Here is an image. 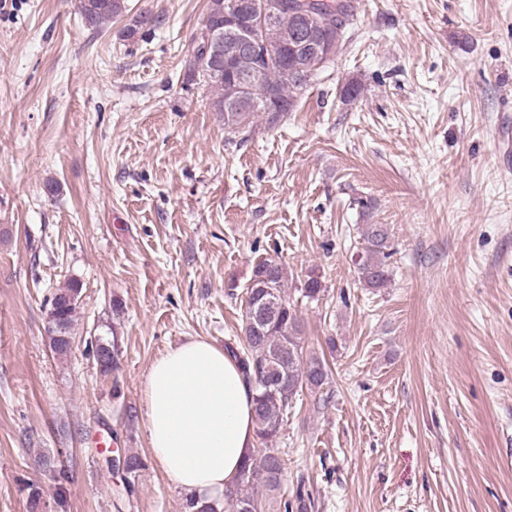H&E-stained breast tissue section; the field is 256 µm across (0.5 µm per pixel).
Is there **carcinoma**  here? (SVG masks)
Wrapping results in <instances>:
<instances>
[{"instance_id": "obj_1", "label": "carcinoma", "mask_w": 512, "mask_h": 512, "mask_svg": "<svg viewBox=\"0 0 512 512\" xmlns=\"http://www.w3.org/2000/svg\"><path fill=\"white\" fill-rule=\"evenodd\" d=\"M281 8L274 24L254 34L260 49L267 55H258L247 67L256 71L250 83L248 100L242 111L234 113L232 124L246 128L252 124L256 112L270 97L293 107L311 84L313 77L297 66V58L288 46V35L306 24L293 7L296 0H279ZM325 11L323 33L341 41L347 26L354 20L353 6L345 0H319ZM79 12L85 24L98 29L122 12V0H79ZM212 95L214 111H224V103L234 97L233 77L205 81ZM356 261L360 279L368 288L387 286L389 271L386 260L391 256L389 232L383 224H366L361 231ZM273 271L269 290L248 287L242 312L241 331L245 338L242 350L228 346L226 350L240 364L253 390L255 435L265 448H256L248 456L237 478L230 486L233 493L220 501H201L189 498L187 512H308L304 495L296 503L281 498L284 464L271 444L279 437L296 396L305 389L321 387L329 378L325 360L305 353L302 343L303 323L290 303L286 288L288 273L283 264L273 258L259 262L252 271L255 279ZM308 299H316L322 292L318 275L310 273L301 288ZM267 311L255 333L249 326L251 311Z\"/></svg>"}]
</instances>
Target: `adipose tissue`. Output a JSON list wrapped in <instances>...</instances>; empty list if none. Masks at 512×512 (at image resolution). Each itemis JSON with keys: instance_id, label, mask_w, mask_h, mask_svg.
<instances>
[{"instance_id": "ef3b65f1", "label": "adipose tissue", "mask_w": 512, "mask_h": 512, "mask_svg": "<svg viewBox=\"0 0 512 512\" xmlns=\"http://www.w3.org/2000/svg\"><path fill=\"white\" fill-rule=\"evenodd\" d=\"M144 395L149 445L172 483L223 498L255 444L253 392L238 362L187 340L152 363Z\"/></svg>"}]
</instances>
